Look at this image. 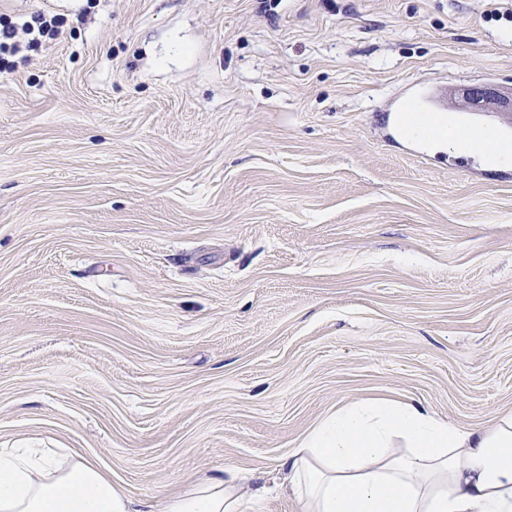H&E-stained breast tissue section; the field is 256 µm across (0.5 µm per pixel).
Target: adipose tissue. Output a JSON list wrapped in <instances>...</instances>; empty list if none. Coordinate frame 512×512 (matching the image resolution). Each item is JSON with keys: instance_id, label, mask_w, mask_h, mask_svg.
Listing matches in <instances>:
<instances>
[{"instance_id": "adipose-tissue-1", "label": "adipose tissue", "mask_w": 512, "mask_h": 512, "mask_svg": "<svg viewBox=\"0 0 512 512\" xmlns=\"http://www.w3.org/2000/svg\"><path fill=\"white\" fill-rule=\"evenodd\" d=\"M279 466L303 512H512V415L452 428L419 402L373 400L323 417ZM236 479L206 475L159 512H243ZM0 512H144L122 484L72 454L0 448Z\"/></svg>"}]
</instances>
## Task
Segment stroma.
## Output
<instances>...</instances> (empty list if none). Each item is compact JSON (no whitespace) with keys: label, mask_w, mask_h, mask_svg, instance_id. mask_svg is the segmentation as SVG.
I'll return each instance as SVG.
<instances>
[{"label":"stroma","mask_w":512,"mask_h":512,"mask_svg":"<svg viewBox=\"0 0 512 512\" xmlns=\"http://www.w3.org/2000/svg\"><path fill=\"white\" fill-rule=\"evenodd\" d=\"M497 14H490V7ZM0 448H71L154 512L326 414L512 412V164L414 157L404 89H512V0H0ZM58 24L59 21L55 16L49 19L42 17L37 26V31H35L34 26L26 22L21 25L14 23L4 24L3 28H0V69L2 54L14 55L23 49L33 50L39 47L43 39H50L56 34ZM20 34L23 36L20 38L22 40H17Z\"/></svg>","instance_id":"stroma-1"}]
</instances>
